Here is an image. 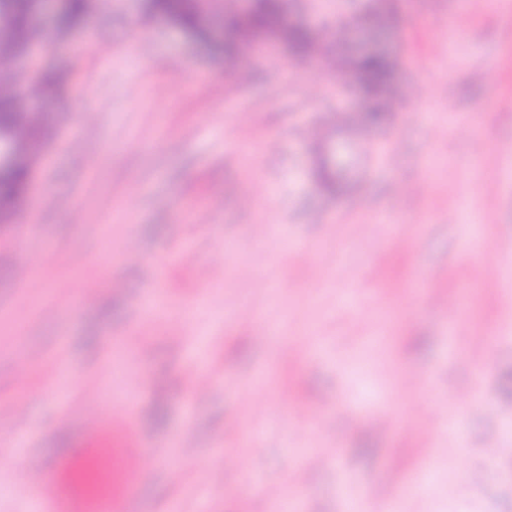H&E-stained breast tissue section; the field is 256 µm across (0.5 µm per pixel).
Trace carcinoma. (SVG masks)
<instances>
[{
    "mask_svg": "<svg viewBox=\"0 0 512 512\" xmlns=\"http://www.w3.org/2000/svg\"><path fill=\"white\" fill-rule=\"evenodd\" d=\"M92 0H61L54 30L62 37L85 25ZM147 14L170 21L197 37L224 45V55L232 57L251 48L268 34L277 36L298 61H315L336 70L343 81L357 77L370 97V109L341 120V126L367 130L383 124L394 109L392 98L393 61L381 54L349 56L333 53L315 29L287 20L289 0H251L240 11L203 0H146ZM43 11L42 0H0V129L8 134L14 158L0 168V222L10 220L15 203L23 194L29 162L54 131V112H35L26 93L14 82L15 67L22 51L41 39L34 22ZM65 81L60 69L41 72L34 82L42 100L59 98Z\"/></svg>",
    "mask_w": 512,
    "mask_h": 512,
    "instance_id": "1",
    "label": "carcinoma"
}]
</instances>
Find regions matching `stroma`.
I'll list each match as a JSON object with an SVG mask.
<instances>
[{
  "label": "stroma",
  "instance_id": "obj_1",
  "mask_svg": "<svg viewBox=\"0 0 512 512\" xmlns=\"http://www.w3.org/2000/svg\"><path fill=\"white\" fill-rule=\"evenodd\" d=\"M375 2L290 9L356 54ZM143 3L23 64L67 85L0 223V512L99 406L134 431L124 512H512V0H398L397 110L337 133L334 72Z\"/></svg>",
  "mask_w": 512,
  "mask_h": 512
}]
</instances>
